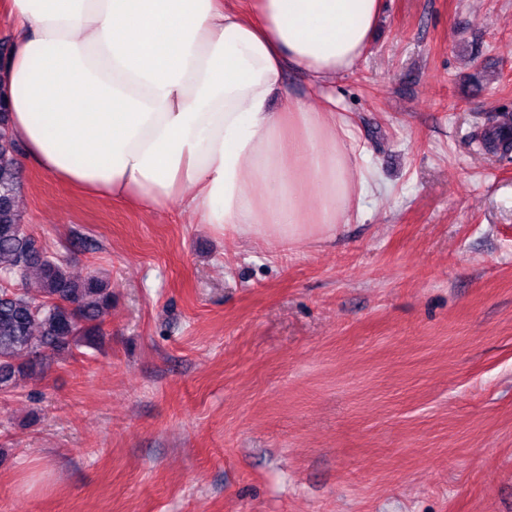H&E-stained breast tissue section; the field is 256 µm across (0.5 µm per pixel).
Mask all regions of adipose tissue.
<instances>
[{
  "mask_svg": "<svg viewBox=\"0 0 512 512\" xmlns=\"http://www.w3.org/2000/svg\"><path fill=\"white\" fill-rule=\"evenodd\" d=\"M0 71L23 161L245 240L332 237L359 208L354 137L332 97L293 96L365 56L381 0H5ZM279 108H271L273 98Z\"/></svg>",
  "mask_w": 512,
  "mask_h": 512,
  "instance_id": "1",
  "label": "adipose tissue"
}]
</instances>
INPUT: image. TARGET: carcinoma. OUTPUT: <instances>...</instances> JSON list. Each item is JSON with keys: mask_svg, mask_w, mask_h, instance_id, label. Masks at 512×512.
I'll list each match as a JSON object with an SVG mask.
<instances>
[{"mask_svg": "<svg viewBox=\"0 0 512 512\" xmlns=\"http://www.w3.org/2000/svg\"><path fill=\"white\" fill-rule=\"evenodd\" d=\"M483 143L499 157L512 154V125L487 129ZM21 186L16 141L6 102L0 99V393L10 392L30 376L32 362L43 361L92 336L112 290L90 275L72 278L64 262L48 252L28 232L17 208ZM40 283V297L24 288L29 275Z\"/></svg>", "mask_w": 512, "mask_h": 512, "instance_id": "carcinoma-1", "label": "carcinoma"}]
</instances>
